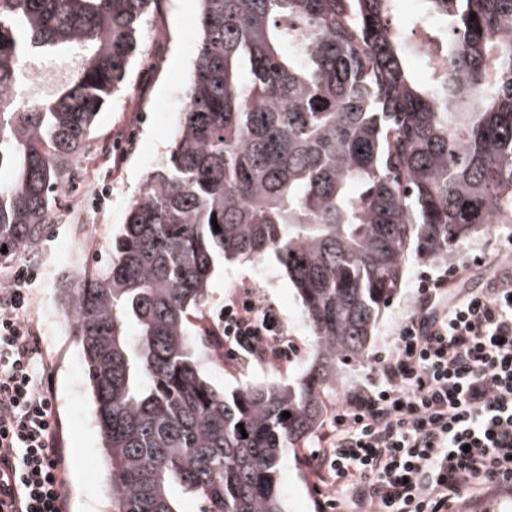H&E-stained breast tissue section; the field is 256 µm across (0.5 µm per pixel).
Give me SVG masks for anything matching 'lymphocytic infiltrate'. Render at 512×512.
Wrapping results in <instances>:
<instances>
[{
	"instance_id": "1",
	"label": "lymphocytic infiltrate",
	"mask_w": 512,
	"mask_h": 512,
	"mask_svg": "<svg viewBox=\"0 0 512 512\" xmlns=\"http://www.w3.org/2000/svg\"><path fill=\"white\" fill-rule=\"evenodd\" d=\"M19 269L0 290L1 481H15V512H65L63 468L40 338L25 320ZM423 276L414 309L380 359L378 383L357 389L305 464L322 512H453L459 497L512 495V278L448 290ZM287 352L274 309L252 299L224 306V355L275 362Z\"/></svg>"
}]
</instances>
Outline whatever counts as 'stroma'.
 <instances>
[{
  "label": "stroma",
  "instance_id": "obj_1",
  "mask_svg": "<svg viewBox=\"0 0 512 512\" xmlns=\"http://www.w3.org/2000/svg\"><path fill=\"white\" fill-rule=\"evenodd\" d=\"M198 0H156L143 25L139 50L121 89L101 112L83 160V176L75 190L56 197L55 224L31 251L0 265V285H11L19 268L30 267L38 277L31 295L44 294L58 301L65 281L103 265L109 258L112 237L125 220L129 203L143 182L166 155L179 121L170 113L164 127L152 115L169 101L183 99L195 58L199 33ZM107 201H100L102 191ZM512 251V223L500 224L494 233L466 240L457 255L459 272L449 288L485 287L504 251ZM447 262L409 257L403 284L384 310L375 330V357L387 354L399 322L413 309L415 289L423 275H439ZM255 291L262 305L278 314L291 348L290 357L265 364L250 362L205 363L209 380L225 391L242 382L295 380L309 366L313 341L292 285L275 259L263 263L237 261L217 265L210 282L205 309L207 324L223 327L224 304L246 291ZM25 316L41 339L45 374L58 419V447L62 458L68 512H108L110 475L101 445L88 390L84 360L73 336L72 324L60 320L51 326L43 309L28 305ZM376 377L374 361L347 368L335 392L326 394L327 418L346 405L349 392L370 385ZM319 446L310 437L304 448L289 449L278 475V489L288 512H316L317 495L302 456Z\"/></svg>",
  "mask_w": 512,
  "mask_h": 512
}]
</instances>
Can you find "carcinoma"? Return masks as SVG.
I'll return each mask as SVG.
<instances>
[{"label": "carcinoma", "instance_id": "obj_1", "mask_svg": "<svg viewBox=\"0 0 512 512\" xmlns=\"http://www.w3.org/2000/svg\"><path fill=\"white\" fill-rule=\"evenodd\" d=\"M155 2L0 0V172L13 173L0 184L1 264L39 242L57 193L79 180ZM423 2L440 26L437 59L394 23L398 0H200L169 155L108 262L60 294L112 512H181L179 492L201 512H287L283 458L323 425L320 394L372 357L408 257L443 260L491 222L512 223V0ZM33 49L76 64L17 99ZM269 255L301 300L314 357L292 383L227 394L201 371L208 346L191 321L218 261Z\"/></svg>", "mask_w": 512, "mask_h": 512}]
</instances>
